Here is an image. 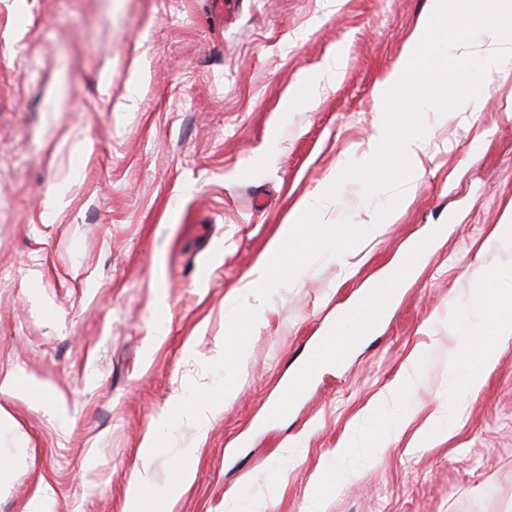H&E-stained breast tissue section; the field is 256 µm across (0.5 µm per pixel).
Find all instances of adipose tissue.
I'll list each match as a JSON object with an SVG mask.
<instances>
[{
  "label": "adipose tissue",
  "instance_id": "adipose-tissue-1",
  "mask_svg": "<svg viewBox=\"0 0 512 512\" xmlns=\"http://www.w3.org/2000/svg\"><path fill=\"white\" fill-rule=\"evenodd\" d=\"M395 142L394 162L405 172L406 178L399 190L402 196H409L414 181L424 172L423 157L429 143V133L413 127L399 129L394 137L378 132L362 151L364 164L384 155L388 142ZM278 285L272 263L257 266L243 285L240 296L227 314L228 322H235L240 312L257 315L260 292ZM453 344L448 349L449 369L462 368L466 371L459 401H466L482 383V367L490 365L501 344L512 341V265H502L492 269L490 285L475 289L456 319L451 323ZM478 352L480 367H466L470 352Z\"/></svg>",
  "mask_w": 512,
  "mask_h": 512
}]
</instances>
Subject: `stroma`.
<instances>
[{
    "label": "stroma",
    "mask_w": 512,
    "mask_h": 512,
    "mask_svg": "<svg viewBox=\"0 0 512 512\" xmlns=\"http://www.w3.org/2000/svg\"><path fill=\"white\" fill-rule=\"evenodd\" d=\"M430 0H0V374L17 394L0 420V512H125L195 477L166 512H225L280 488L268 512H304L310 481L344 436H383L382 459L351 449V479L323 512H512V342L484 371L462 424L453 413L454 309L484 272L512 263L486 246L512 212V61L492 69L482 112L426 113L425 172L367 236L348 272L334 258L261 297L258 319L225 310L299 198L359 160L383 126L376 84ZM338 63L334 81L314 74ZM347 182L325 222L360 223ZM429 248L375 332L324 365L283 417L266 414L310 345L349 318L371 281ZM421 381L378 400L413 354ZM234 386L207 427L185 407ZM163 422L150 461L140 454ZM51 498L32 505L38 483ZM173 467L176 470V480L168 487L166 496L168 500L178 498L193 479L194 472L184 459L175 460Z\"/></svg>",
    "instance_id": "1"
}]
</instances>
